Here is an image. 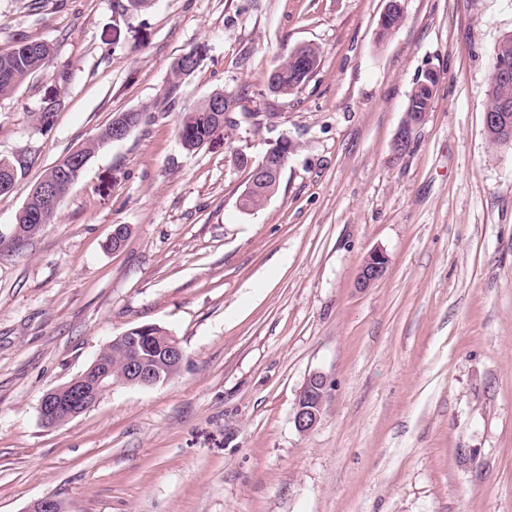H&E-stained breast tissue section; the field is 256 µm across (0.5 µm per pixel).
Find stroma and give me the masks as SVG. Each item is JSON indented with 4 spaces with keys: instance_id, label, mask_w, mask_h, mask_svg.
I'll return each instance as SVG.
<instances>
[{
    "instance_id": "obj_1",
    "label": "stroma",
    "mask_w": 512,
    "mask_h": 512,
    "mask_svg": "<svg viewBox=\"0 0 512 512\" xmlns=\"http://www.w3.org/2000/svg\"><path fill=\"white\" fill-rule=\"evenodd\" d=\"M386 3L0 0V51L20 33L53 49L0 97L17 168L0 196V512L46 495L63 512H512V148L484 129L512 0H401L382 39ZM304 43L318 70L274 97L270 69ZM186 54L197 67L168 100ZM432 70V110L396 151ZM218 89L229 122L186 151L181 113ZM128 110L146 121L15 243L45 171ZM283 138L297 150L277 193L240 211L237 153ZM374 250L386 272L359 288ZM145 324L179 340L178 374L43 424L47 391ZM315 371L324 409L303 435ZM326 386L327 376L321 372H313L306 378L293 413V422L299 433L312 431L320 422Z\"/></svg>"
}]
</instances>
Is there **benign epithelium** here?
<instances>
[{"instance_id":"benign-epithelium-1","label":"benign epithelium","mask_w":512,"mask_h":512,"mask_svg":"<svg viewBox=\"0 0 512 512\" xmlns=\"http://www.w3.org/2000/svg\"><path fill=\"white\" fill-rule=\"evenodd\" d=\"M512 105L505 103L499 111L484 115V123H493L505 128L512 127ZM425 120L405 118L396 137L395 146L405 148L412 141L414 132ZM289 156V139L283 138L258 161L248 160L252 167L249 186L265 183L277 177L282 163ZM41 198L56 205L61 199L58 183L54 180H42L35 186ZM387 258L381 251L370 252L363 260L357 280L358 287L370 288L384 275ZM124 343L127 350L126 377L124 384L153 387L161 380L158 363L177 362L184 359V351L176 337L163 330L154 332V326L143 325L130 329L116 337ZM112 370L99 359H94L89 369L77 375L71 381L46 392L40 400V412L48 425L57 423L58 418H74L93 406L100 396L112 389ZM327 376L313 372L306 378L294 408L293 422L301 434L312 431L320 422L323 408ZM25 512H62L59 503L50 497H42L31 502Z\"/></svg>"}]
</instances>
